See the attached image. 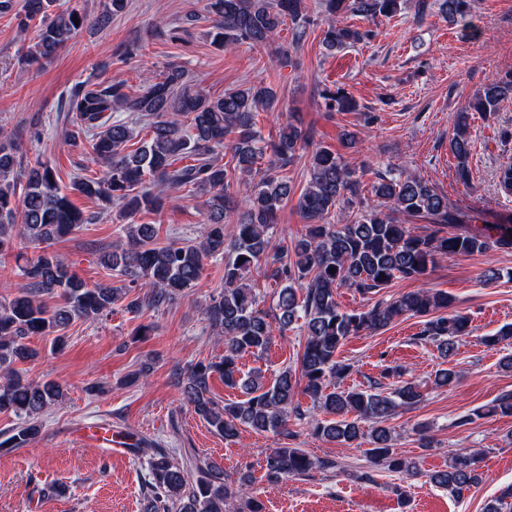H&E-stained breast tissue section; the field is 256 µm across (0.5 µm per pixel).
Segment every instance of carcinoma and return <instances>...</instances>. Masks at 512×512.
Masks as SVG:
<instances>
[{"label":"carcinoma","instance_id":"obj_1","mask_svg":"<svg viewBox=\"0 0 512 512\" xmlns=\"http://www.w3.org/2000/svg\"><path fill=\"white\" fill-rule=\"evenodd\" d=\"M56 2L24 0L20 27L24 31L34 28V36L19 56V65L52 60L90 24L78 6L61 8ZM399 5L400 0H321L328 18L322 41L325 50L333 53L369 36L339 24L338 15L393 16ZM439 7L453 20L467 15L470 0H441ZM304 10V0H209L212 42L221 50L241 42L266 46L287 19L300 38L308 23ZM74 17L79 23L72 21ZM323 98L329 109L340 112L350 110L352 104L340 88L324 90ZM510 98L512 71L487 84L469 108L490 117ZM275 101L276 93L262 83L227 90L214 98L193 86L183 67H170L146 79L135 94L126 92L121 81L78 84L65 100L74 123L65 130L64 143L72 147L88 143L106 170L100 178L80 177L64 187L48 163L38 158L24 166L14 143L0 139V260L14 255L21 277L0 300V413L22 417L11 435L0 440V449L22 448L38 437L41 415L62 396L57 382H30L15 368L17 362L38 356L26 339L51 336L60 348L73 321L96 319L127 295L121 286L88 285L45 248L95 220L74 206L69 195L115 203L126 219L142 209L163 207L155 187L190 186L194 193L206 196L199 241L161 244L153 225L132 224L125 244L100 257L102 266L118 271L127 287L146 289L149 302L157 305L183 296L201 278L206 260L224 256V289L204 308L209 326L224 336V356L188 368L184 401L226 440L235 438L242 426L286 440L293 436L289 418L302 416L294 401L300 388L316 410L328 415L312 419V436L348 447L367 436L373 444L368 452L374 463L393 472L412 471L411 464L396 452L394 431L386 422L398 409L421 401L420 386L407 382L390 392L381 390L380 383L368 390L343 387L341 381L352 367L338 361L336 354L351 336L379 332L400 318L440 311L442 316L425 323L420 339L435 344L447 361L455 355L460 339L472 333L470 319L454 310L453 299L441 291L409 292L360 312L342 310L336 291L348 287L368 294L398 278L420 280L439 256L484 253L493 247L512 249V237L492 239L462 228L447 235L440 229L415 234L398 223L397 215L448 225H459L462 219L448 211L444 195L415 175L380 178L371 187L373 200H367L340 157L321 148L313 155L309 183L298 200L305 235L291 250L272 244L269 229L277 223L292 192L279 170L307 142V132L288 122L278 128L272 156L266 157L253 117ZM115 112L147 121V134L136 149H128L135 138L130 122L112 119ZM468 125L469 112L456 113L455 132L449 141L457 178L465 184L470 182ZM219 148L230 154L225 163L219 160ZM180 156L192 158L193 163L174 166ZM496 180L498 190L511 196L512 163L498 169ZM341 203L357 206V213L349 223L338 226L330 223V217ZM19 240L44 248L30 258L17 250ZM261 268L282 284L272 314L259 307L257 294L246 283L247 276ZM56 294L63 303L48 307L44 297ZM296 324L305 337L300 372L286 368L267 382L258 370L250 375L241 371L243 355H263L276 337H285ZM215 375L224 385L240 389L244 398L217 406L211 397ZM489 414L512 416V393L498 396L487 410H474L459 425ZM366 422L371 426L363 427ZM333 465L302 448L283 445L266 453L263 477L277 483ZM149 466L153 512H224L236 488L253 482L252 472L246 470L232 484L215 464L198 468L192 480L187 470L159 450ZM478 469V454L465 448L450 459L447 469L430 474L429 480L460 496L480 483ZM485 512H512V487L495 497Z\"/></svg>","mask_w":512,"mask_h":512}]
</instances>
